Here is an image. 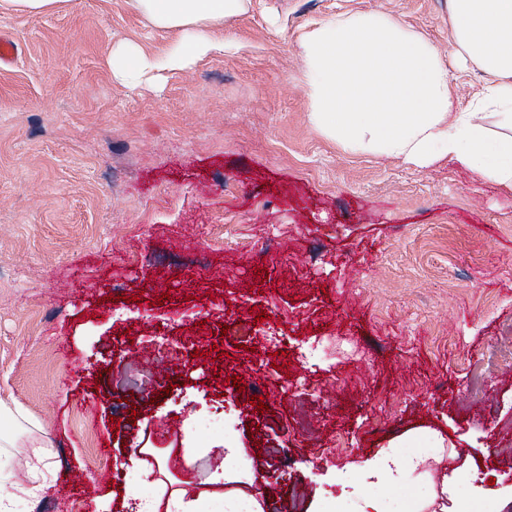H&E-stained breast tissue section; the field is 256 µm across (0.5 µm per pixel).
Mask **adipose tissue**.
Instances as JSON below:
<instances>
[{
  "mask_svg": "<svg viewBox=\"0 0 512 512\" xmlns=\"http://www.w3.org/2000/svg\"><path fill=\"white\" fill-rule=\"evenodd\" d=\"M160 29L177 33L162 59L131 47L112 60L118 80L164 65L183 70L233 44L214 28L247 11L251 0H133ZM452 36L448 51L477 63L488 80L469 110L453 109V76L436 46L383 12L339 14L317 22L298 43L305 61V93L310 123L344 151L370 153L429 167L441 159L512 189V135H490L484 119L494 110L512 124V0H451ZM18 429L0 436L1 448L28 449L30 485L9 491L11 479L0 462V512H16L17 502H35L49 471L47 432L21 410H13ZM420 460L383 450L363 465L367 479L391 487L411 484ZM137 512H208L211 493L187 498L138 496Z\"/></svg>",
  "mask_w": 512,
  "mask_h": 512,
  "instance_id": "1",
  "label": "adipose tissue"
}]
</instances>
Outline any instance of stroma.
I'll return each mask as SVG.
<instances>
[{"instance_id": "obj_1", "label": "stroma", "mask_w": 512, "mask_h": 512, "mask_svg": "<svg viewBox=\"0 0 512 512\" xmlns=\"http://www.w3.org/2000/svg\"><path fill=\"white\" fill-rule=\"evenodd\" d=\"M384 12L447 53L448 0H252L236 47L126 85L112 54L173 34L132 0L0 11V399L50 435L33 512L144 495L160 423L231 416L174 480L228 491L218 449L265 512H348L344 488L397 446L422 486L468 458L512 512V191L443 160L349 153L308 119L301 35ZM177 350V368L156 361ZM263 409H256V402ZM92 476L77 486L76 473Z\"/></svg>"}]
</instances>
